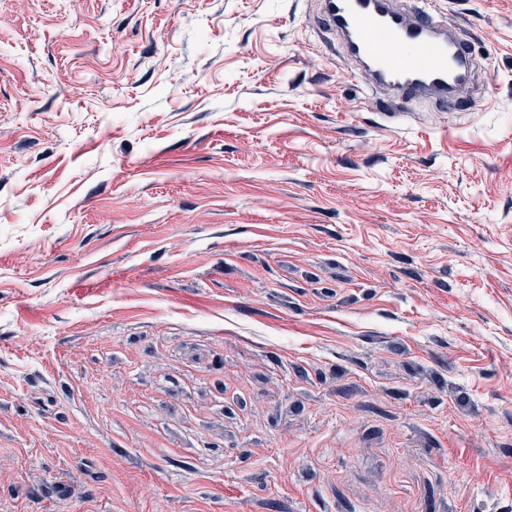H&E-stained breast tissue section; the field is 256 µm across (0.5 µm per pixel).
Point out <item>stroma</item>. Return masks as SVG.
<instances>
[{
  "mask_svg": "<svg viewBox=\"0 0 512 512\" xmlns=\"http://www.w3.org/2000/svg\"><path fill=\"white\" fill-rule=\"evenodd\" d=\"M379 111L315 0H0V512H512V0Z\"/></svg>",
  "mask_w": 512,
  "mask_h": 512,
  "instance_id": "obj_1",
  "label": "stroma"
}]
</instances>
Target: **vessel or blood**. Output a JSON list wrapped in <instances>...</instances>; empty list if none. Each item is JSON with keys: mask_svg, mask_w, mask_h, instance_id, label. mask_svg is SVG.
Masks as SVG:
<instances>
[{"mask_svg": "<svg viewBox=\"0 0 512 512\" xmlns=\"http://www.w3.org/2000/svg\"><path fill=\"white\" fill-rule=\"evenodd\" d=\"M318 16L336 50L368 90L403 103L453 104L459 85H477L480 63L470 40L434 0H318Z\"/></svg>", "mask_w": 512, "mask_h": 512, "instance_id": "1", "label": "vessel or blood"}]
</instances>
